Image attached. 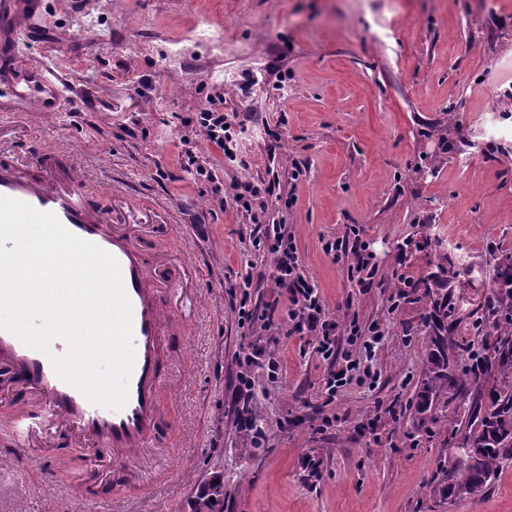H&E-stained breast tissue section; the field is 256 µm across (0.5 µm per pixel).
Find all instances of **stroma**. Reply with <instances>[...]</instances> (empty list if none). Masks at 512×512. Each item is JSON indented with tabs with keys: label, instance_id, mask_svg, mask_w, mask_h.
Masks as SVG:
<instances>
[{
	"label": "stroma",
	"instance_id": "1",
	"mask_svg": "<svg viewBox=\"0 0 512 512\" xmlns=\"http://www.w3.org/2000/svg\"><path fill=\"white\" fill-rule=\"evenodd\" d=\"M8 61L61 78L54 111L37 95L13 100ZM509 89L512 0H41L12 54L0 55V159L65 148L111 191L119 218L154 225L147 257L167 247L197 271V301L184 309L186 335L170 341L168 445L140 460L139 483L80 487L89 471L107 474L103 460L80 442L19 447L0 404V512H191L219 475L224 512H512V460L481 495H432L455 450L445 431H418L409 409L424 370V303L413 296L394 309L383 289L361 291L348 259L320 243L355 225L389 264L397 240H427L406 270L419 278L440 255L453 258L457 339L473 340L468 315L490 294L494 256L512 251V120L494 118L512 113ZM218 91L239 115L252 165L237 172L202 138L198 150L225 178L279 179L284 218L330 314L344 320L348 302L385 332L376 383L333 400L328 363L281 337L279 379L248 403L268 428L250 459L230 410L250 339L229 291L261 257L232 207L212 212L211 186L183 170L179 142L182 119ZM307 455L321 459L320 478L307 479Z\"/></svg>",
	"mask_w": 512,
	"mask_h": 512
}]
</instances>
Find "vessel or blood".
Returning a JSON list of instances; mask_svg holds the SVG:
<instances>
[{
	"instance_id": "obj_1",
	"label": "vessel or blood",
	"mask_w": 512,
	"mask_h": 512,
	"mask_svg": "<svg viewBox=\"0 0 512 512\" xmlns=\"http://www.w3.org/2000/svg\"><path fill=\"white\" fill-rule=\"evenodd\" d=\"M38 0H0V46L13 40L25 24L26 9ZM0 195L56 216L72 234L98 245L118 262L125 291L133 310L135 363L129 379L128 400L113 410L90 403L75 387L54 372L48 355L24 345L13 334L0 330V361L12 367L17 384L38 399L40 410H20V443L47 439L61 446L63 438L88 441L93 452H108L113 467H121L157 445L164 426L160 392L169 364L163 349L169 337L184 334L188 322L160 298L162 289L185 278V269L161 272L152 269L133 225L117 223L110 208L94 202L88 178L80 168L52 154L32 165L0 160Z\"/></svg>"
}]
</instances>
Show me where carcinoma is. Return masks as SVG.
Returning a JSON list of instances; mask_svg holds the SVG:
<instances>
[{"label":"carcinoma","mask_w":512,"mask_h":512,"mask_svg":"<svg viewBox=\"0 0 512 512\" xmlns=\"http://www.w3.org/2000/svg\"><path fill=\"white\" fill-rule=\"evenodd\" d=\"M512 253L494 258L492 299L478 317L477 335L485 337L480 364L451 333L455 308L451 299L424 294L426 300L424 373L414 411L419 422H436L453 412L450 443L468 448L466 461L442 470L436 489L442 498L480 495L497 479L500 463L512 459V274L506 262Z\"/></svg>","instance_id":"1"}]
</instances>
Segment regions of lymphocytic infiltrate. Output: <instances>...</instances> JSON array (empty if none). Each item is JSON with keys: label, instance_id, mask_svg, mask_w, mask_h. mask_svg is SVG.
<instances>
[{"label": "lymphocytic infiltrate", "instance_id": "1", "mask_svg": "<svg viewBox=\"0 0 512 512\" xmlns=\"http://www.w3.org/2000/svg\"><path fill=\"white\" fill-rule=\"evenodd\" d=\"M186 124L192 134L181 139L183 168L195 180L211 184L214 207H223L228 200L233 202L238 215L251 226L248 237L250 250L268 260L267 266L261 267L257 274L245 275L244 288L231 293L237 304L239 328L255 337L254 342L236 359L237 396L252 397L254 369H266L270 380L278 379L279 363L268 346L283 334L307 338L323 359L339 360L338 369L330 371L326 381L329 395H336L355 383L365 384L373 376L368 353L383 337L379 324L360 323L355 315L349 316L343 325L329 318L319 288L302 268L294 234L287 225L272 222L269 218L268 202L275 194L274 184L250 180L223 184L210 157L196 149L193 137L200 134L222 149L225 157L236 166L244 168L248 165L245 151L229 144L223 94L210 96L207 108L187 118ZM322 248L325 253L336 256L352 255L353 260L348 266L349 279L365 289H389V300L393 303L411 294L448 285L447 280L435 272L418 279L406 275L404 262L400 259L396 260L390 276L381 275L375 255L357 228L352 229L350 235L323 240ZM255 283L270 284L286 296L289 302L286 317H278L277 303L261 306L253 302L250 287ZM342 334L347 337V346L340 351L336 348V338Z\"/></svg>", "mask_w": 512, "mask_h": 512}]
</instances>
